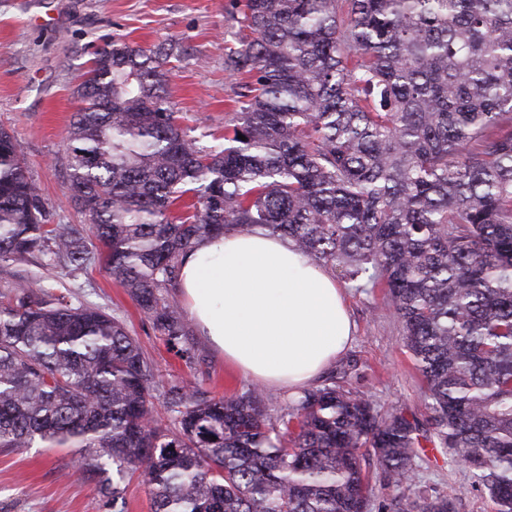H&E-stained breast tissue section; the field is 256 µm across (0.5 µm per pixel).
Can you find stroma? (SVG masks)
<instances>
[{"label": "stroma", "instance_id": "1", "mask_svg": "<svg viewBox=\"0 0 512 512\" xmlns=\"http://www.w3.org/2000/svg\"><path fill=\"white\" fill-rule=\"evenodd\" d=\"M230 0H0V126L14 135L28 174L41 186L54 224H77L80 214L64 197L62 145L79 103L74 94L96 49L123 38L145 47L174 44L178 57L168 89L178 121L189 136L213 145L234 111L224 58L236 43L238 26ZM42 286L70 289L75 298L118 313L156 365L160 389L199 380L221 397L249 386L204 337H196L198 361L188 365L125 288L102 266L69 274L61 266H32ZM354 326L347 353L355 355L353 389L371 398L377 410L424 414L423 382L404 347L401 327L382 311L383 292H345ZM415 488L454 487L458 512H495L468 471L451 463L444 449H419ZM0 512H112V503L80 472L73 449L43 444L0 449Z\"/></svg>", "mask_w": 512, "mask_h": 512}]
</instances>
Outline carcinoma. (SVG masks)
Instances as JSON below:
<instances>
[{"mask_svg":"<svg viewBox=\"0 0 512 512\" xmlns=\"http://www.w3.org/2000/svg\"><path fill=\"white\" fill-rule=\"evenodd\" d=\"M224 143L181 128L174 48L114 39L76 88L65 196L49 223L0 127V263L101 262L186 364L169 289L197 241L278 235L356 291L382 288L425 384L424 419L379 414L347 356L273 415L258 386L161 393L125 322L22 274L0 291V448L70 446L112 512L138 475L154 512H456L406 494L426 441L512 512V0H233ZM245 139H239V136Z\"/></svg>","mask_w":512,"mask_h":512,"instance_id":"obj_1","label":"carcinoma"}]
</instances>
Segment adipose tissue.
I'll return each instance as SVG.
<instances>
[{"label": "adipose tissue", "mask_w": 512, "mask_h": 512, "mask_svg": "<svg viewBox=\"0 0 512 512\" xmlns=\"http://www.w3.org/2000/svg\"><path fill=\"white\" fill-rule=\"evenodd\" d=\"M178 288L197 331L264 385L312 386L351 338L332 272L267 233L199 241Z\"/></svg>", "instance_id": "adipose-tissue-1"}]
</instances>
